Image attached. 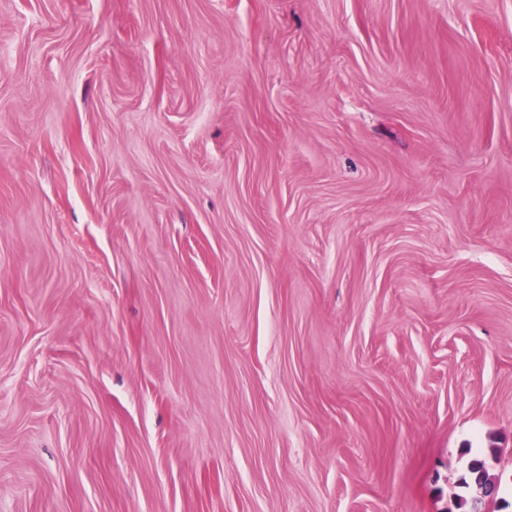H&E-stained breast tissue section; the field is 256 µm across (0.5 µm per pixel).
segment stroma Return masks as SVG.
I'll list each match as a JSON object with an SVG mask.
<instances>
[{
	"mask_svg": "<svg viewBox=\"0 0 512 512\" xmlns=\"http://www.w3.org/2000/svg\"><path fill=\"white\" fill-rule=\"evenodd\" d=\"M512 512V0H0V512Z\"/></svg>",
	"mask_w": 512,
	"mask_h": 512,
	"instance_id": "obj_1",
	"label": "stroma"
}]
</instances>
